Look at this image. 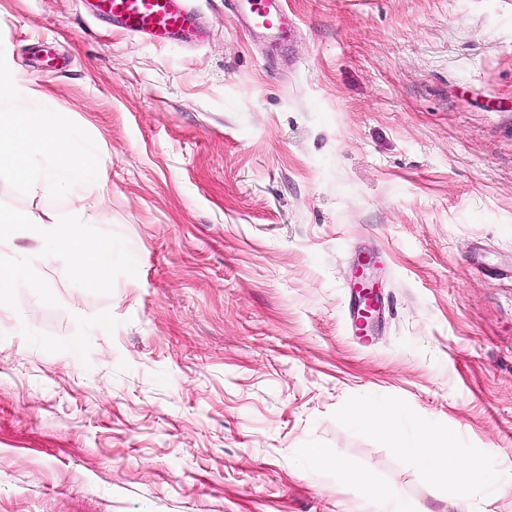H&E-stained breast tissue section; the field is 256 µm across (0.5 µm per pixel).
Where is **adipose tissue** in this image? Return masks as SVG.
Listing matches in <instances>:
<instances>
[{"label": "adipose tissue", "mask_w": 512, "mask_h": 512, "mask_svg": "<svg viewBox=\"0 0 512 512\" xmlns=\"http://www.w3.org/2000/svg\"><path fill=\"white\" fill-rule=\"evenodd\" d=\"M396 409L356 407L347 413L349 420L371 429L377 436L395 443L396 453H413L424 473L434 482L454 480L457 492L453 497L454 512H475L474 496L485 493L497 499L512 495V480L490 486L487 469L481 459L462 458L453 436L431 426L418 432L414 448H407L399 431ZM336 471L344 480L358 484L371 508V512H402L400 501L394 494L384 491L373 475L345 464H337Z\"/></svg>", "instance_id": "1"}]
</instances>
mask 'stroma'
<instances>
[{"label": "stroma", "mask_w": 512, "mask_h": 512, "mask_svg": "<svg viewBox=\"0 0 512 512\" xmlns=\"http://www.w3.org/2000/svg\"><path fill=\"white\" fill-rule=\"evenodd\" d=\"M194 6L200 42L160 45L97 0H0L20 87L97 146L84 223L137 264L108 295L35 264L58 307L0 311V512H366L338 461L451 512L356 406L512 478V0H286L267 37ZM0 202L73 209L2 180ZM366 302L361 291L351 288L350 302L348 306L349 318L355 335L362 340L367 339L368 322L365 318Z\"/></svg>", "instance_id": "stroma-1"}]
</instances>
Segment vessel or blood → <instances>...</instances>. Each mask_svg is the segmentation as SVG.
I'll use <instances>...</instances> for the list:
<instances>
[{"label":"vessel or blood","mask_w":512,"mask_h":512,"mask_svg":"<svg viewBox=\"0 0 512 512\" xmlns=\"http://www.w3.org/2000/svg\"><path fill=\"white\" fill-rule=\"evenodd\" d=\"M249 19L254 27L270 30L280 25L282 0H247ZM98 9L118 28L142 34L155 41L178 39L196 27V18L186 0H98ZM366 302L360 290H352L348 306L352 328L366 338Z\"/></svg>","instance_id":"1"}]
</instances>
